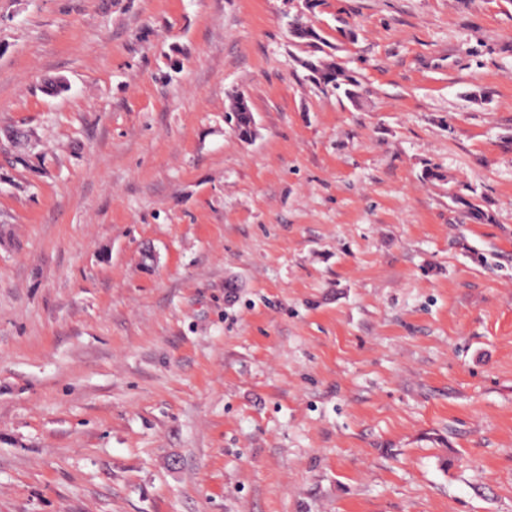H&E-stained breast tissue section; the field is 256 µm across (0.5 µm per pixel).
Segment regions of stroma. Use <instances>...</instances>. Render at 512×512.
<instances>
[{
    "mask_svg": "<svg viewBox=\"0 0 512 512\" xmlns=\"http://www.w3.org/2000/svg\"><path fill=\"white\" fill-rule=\"evenodd\" d=\"M301 6L0 0V512H512V0ZM291 37L295 42L304 44L311 49L310 54L306 56V58H299L298 62L301 64V62L305 60L320 61L322 67L326 71L334 74V77L331 79L327 87H331L334 91H341L345 97L350 99L349 95L352 90L351 87H354L353 83L356 82V80H354L352 76L348 75L346 71L336 62L328 61L322 56L318 55V53L327 55V53L324 51V47H328L329 44H327L324 40L322 42L320 35L318 38H310L305 35ZM229 101V112H226V119L239 138L244 139V136L250 132L251 113L241 107L240 102L236 100L235 93L230 95Z\"/></svg>",
    "mask_w": 512,
    "mask_h": 512,
    "instance_id": "obj_1",
    "label": "stroma"
}]
</instances>
